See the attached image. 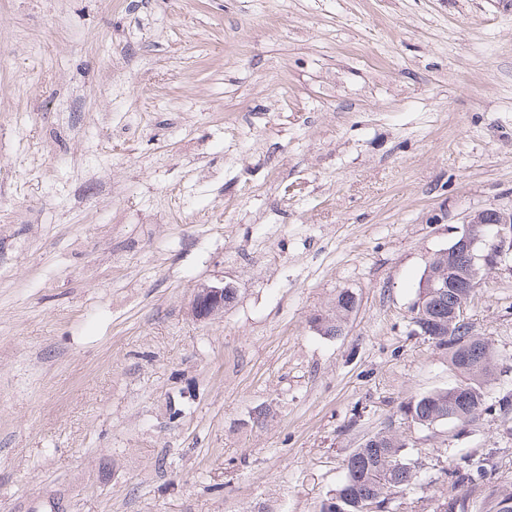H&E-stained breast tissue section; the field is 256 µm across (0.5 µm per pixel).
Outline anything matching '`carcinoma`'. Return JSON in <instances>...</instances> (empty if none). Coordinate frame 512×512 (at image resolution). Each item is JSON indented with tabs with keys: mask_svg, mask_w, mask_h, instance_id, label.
<instances>
[{
	"mask_svg": "<svg viewBox=\"0 0 512 512\" xmlns=\"http://www.w3.org/2000/svg\"><path fill=\"white\" fill-rule=\"evenodd\" d=\"M457 336H450L448 344V363L457 370L465 380L466 393L469 397L468 408L454 420L469 422L483 411L492 410L486 405L483 384L492 376L497 367L496 356L485 344L479 348L478 357L485 358V369L474 368L461 363L458 348L454 342ZM453 389H443L409 399L403 405V413L418 420V425L430 427L434 415L449 410ZM377 443L355 449L345 459L346 480L336 490L333 499L342 508V512H366L368 504L383 505L389 496L405 490L415 484L417 468L406 459L404 445L396 437L379 433ZM494 469L491 456L474 458L463 456L448 462L443 473L448 479V509L446 512H468L466 498L457 494L462 487H476L478 481L485 479Z\"/></svg>",
	"mask_w": 512,
	"mask_h": 512,
	"instance_id": "1",
	"label": "carcinoma"
}]
</instances>
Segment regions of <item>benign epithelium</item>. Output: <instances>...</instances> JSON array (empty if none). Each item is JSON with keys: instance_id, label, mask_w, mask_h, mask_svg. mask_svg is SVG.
Listing matches in <instances>:
<instances>
[{"instance_id": "1", "label": "benign epithelium", "mask_w": 512, "mask_h": 512, "mask_svg": "<svg viewBox=\"0 0 512 512\" xmlns=\"http://www.w3.org/2000/svg\"><path fill=\"white\" fill-rule=\"evenodd\" d=\"M512 255V208L489 205L467 216L455 241L431 258L421 284V296L439 300L438 322L428 336L454 335L453 327L468 326L467 308L484 271ZM191 315L208 320L224 312V286L204 285L190 305Z\"/></svg>"}]
</instances>
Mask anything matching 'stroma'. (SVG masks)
Masks as SVG:
<instances>
[{"label": "stroma", "instance_id": "stroma-1", "mask_svg": "<svg viewBox=\"0 0 512 512\" xmlns=\"http://www.w3.org/2000/svg\"><path fill=\"white\" fill-rule=\"evenodd\" d=\"M512 206L497 0H0V512H321L390 430L442 469L512 410L425 428L455 386L410 308L428 260ZM230 284L194 319L203 284ZM355 309L328 336L340 293ZM512 395V259L467 311ZM266 409L264 422L254 420ZM232 288L222 285H203L198 288L190 305L191 315L199 321L223 314L224 305L234 299ZM458 388L456 385L449 389L437 390L411 398L403 405V413L407 418L410 415L411 420L422 427L434 426L443 421L433 424L434 415L441 410L448 413L451 393ZM416 418L419 422L416 421Z\"/></svg>", "mask_w": 512, "mask_h": 512}]
</instances>
